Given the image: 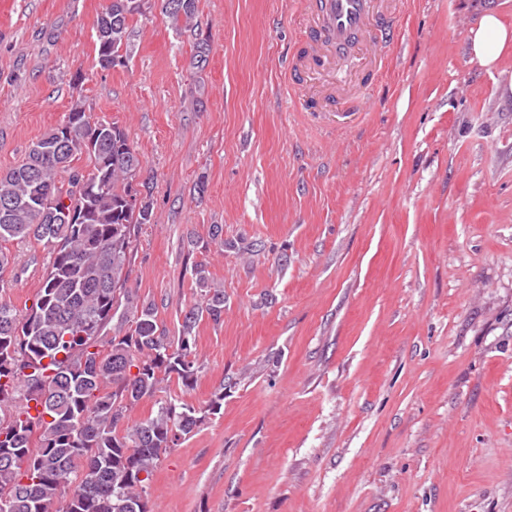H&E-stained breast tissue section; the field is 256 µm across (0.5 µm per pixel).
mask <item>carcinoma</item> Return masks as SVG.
Returning a JSON list of instances; mask_svg holds the SVG:
<instances>
[{"mask_svg": "<svg viewBox=\"0 0 512 512\" xmlns=\"http://www.w3.org/2000/svg\"><path fill=\"white\" fill-rule=\"evenodd\" d=\"M144 0H111L97 20V62L106 69L128 51L130 18ZM197 0H162L174 27ZM84 155L89 171L71 163ZM150 185L125 130L72 105L63 122L33 143L24 162L0 174V272L7 244L36 241L49 261L35 303L20 313L0 299V497L11 512H148L154 469L208 415L169 397L155 415L124 427L126 413L175 375L189 387L198 366L192 331L224 315V289L195 267L199 300L177 339L155 309L129 288L136 229L151 222ZM122 336L98 339L114 319Z\"/></svg>", "mask_w": 512, "mask_h": 512, "instance_id": "cac0c4a2", "label": "carcinoma"}]
</instances>
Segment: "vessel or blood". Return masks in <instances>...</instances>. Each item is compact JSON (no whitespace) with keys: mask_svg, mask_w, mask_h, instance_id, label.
I'll return each instance as SVG.
<instances>
[{"mask_svg":"<svg viewBox=\"0 0 512 512\" xmlns=\"http://www.w3.org/2000/svg\"><path fill=\"white\" fill-rule=\"evenodd\" d=\"M311 37L303 63L313 69L336 67V54L357 55L369 45L387 49L397 40L394 12L385 0H304Z\"/></svg>","mask_w":512,"mask_h":512,"instance_id":"b4317fda","label":"vessel or blood"}]
</instances>
